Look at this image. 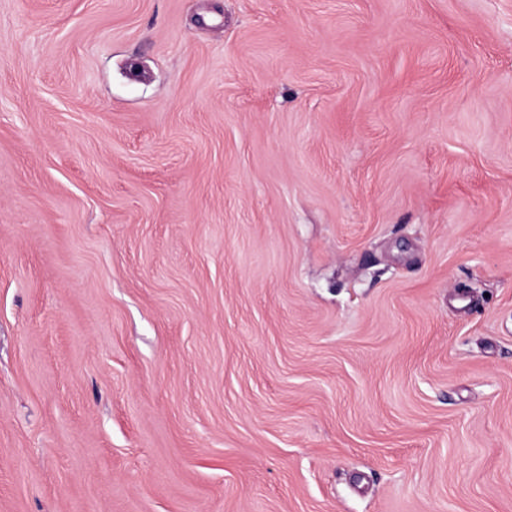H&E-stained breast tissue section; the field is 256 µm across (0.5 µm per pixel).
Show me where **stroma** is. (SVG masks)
I'll list each match as a JSON object with an SVG mask.
<instances>
[{
	"label": "stroma",
	"mask_w": 512,
	"mask_h": 512,
	"mask_svg": "<svg viewBox=\"0 0 512 512\" xmlns=\"http://www.w3.org/2000/svg\"><path fill=\"white\" fill-rule=\"evenodd\" d=\"M0 512H512V0H0Z\"/></svg>",
	"instance_id": "obj_1"
}]
</instances>
